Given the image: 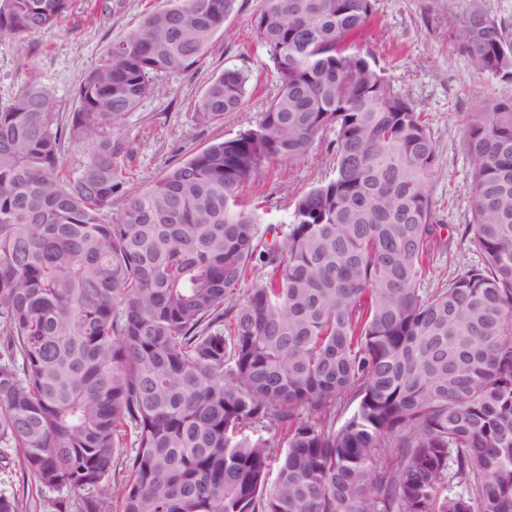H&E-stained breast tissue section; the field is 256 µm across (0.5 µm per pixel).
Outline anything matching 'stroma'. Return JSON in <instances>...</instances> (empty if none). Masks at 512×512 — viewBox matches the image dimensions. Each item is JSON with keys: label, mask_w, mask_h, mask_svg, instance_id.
I'll return each mask as SVG.
<instances>
[{"label": "stroma", "mask_w": 512, "mask_h": 512, "mask_svg": "<svg viewBox=\"0 0 512 512\" xmlns=\"http://www.w3.org/2000/svg\"><path fill=\"white\" fill-rule=\"evenodd\" d=\"M162 2L119 0L109 9L105 0H74L71 12L56 24L28 36L0 37V106L40 85L51 92L57 112L71 115L85 72L113 41ZM239 5L194 71L158 77L153 95L118 124V131L133 146L127 163L130 187L149 186L170 166L257 123L274 97L273 65L252 24L264 0H240ZM476 10L512 20V0H376L372 22L356 41L384 68L391 85L423 111L436 143L439 174L429 190L438 219L448 227V245L437 252L422 277L420 286L426 291L446 286L480 261L466 231L469 162L459 115L481 111L493 102L512 101V82L478 72L459 48L464 21ZM227 67L249 74L246 103L240 111L200 123L194 104ZM332 166L333 154L322 144L304 159L266 162L244 183L241 203L266 207L277 221L272 230L260 225L261 239H283L297 199L331 176ZM127 476L119 463L112 469L106 492L43 487L25 472L14 453L9 463L0 462V494L18 498L22 512H118L111 489Z\"/></svg>", "instance_id": "obj_1"}]
</instances>
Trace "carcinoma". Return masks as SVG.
<instances>
[{
  "instance_id": "obj_1",
  "label": "carcinoma",
  "mask_w": 512,
  "mask_h": 512,
  "mask_svg": "<svg viewBox=\"0 0 512 512\" xmlns=\"http://www.w3.org/2000/svg\"><path fill=\"white\" fill-rule=\"evenodd\" d=\"M238 2L164 0L85 73L69 120L40 86L0 106V447L44 486L91 489L134 438L121 512H512V103L462 114L482 263L430 294L419 281L448 244L436 143L353 44L375 0H265L253 27L278 92L259 122L129 188V140L98 129L197 67ZM71 7L0 0V36ZM462 49L512 79L507 22L469 14ZM248 81L225 69L196 118L241 110ZM328 133L332 175L261 244L242 185ZM67 136L88 141L72 178ZM257 265L266 280L240 294ZM285 419L278 456L244 434Z\"/></svg>"
}]
</instances>
